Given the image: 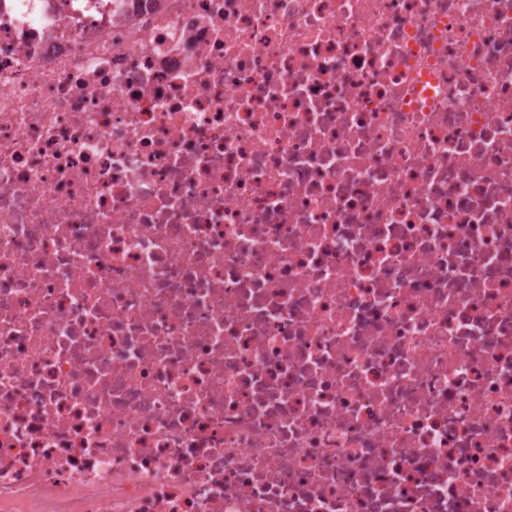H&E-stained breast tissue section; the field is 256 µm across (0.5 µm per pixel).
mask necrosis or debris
Instances as JSON below:
<instances>
[{
	"label": "necrosis or debris",
	"instance_id": "necrosis-or-debris-1",
	"mask_svg": "<svg viewBox=\"0 0 512 512\" xmlns=\"http://www.w3.org/2000/svg\"><path fill=\"white\" fill-rule=\"evenodd\" d=\"M0 512H512V0H0Z\"/></svg>",
	"mask_w": 512,
	"mask_h": 512
}]
</instances>
